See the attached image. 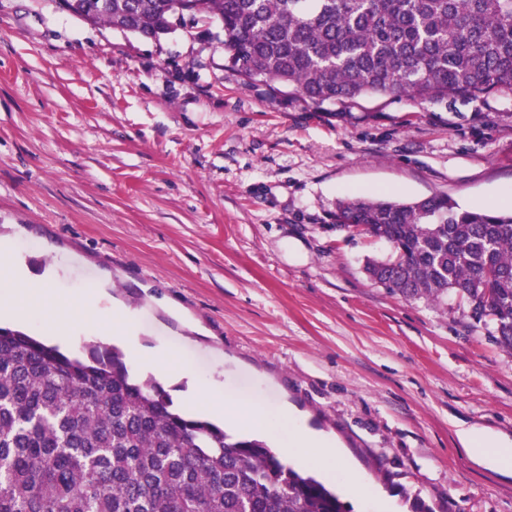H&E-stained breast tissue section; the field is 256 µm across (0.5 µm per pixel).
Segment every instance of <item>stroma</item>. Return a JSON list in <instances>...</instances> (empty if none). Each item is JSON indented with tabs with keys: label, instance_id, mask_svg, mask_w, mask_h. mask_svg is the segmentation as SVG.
<instances>
[{
	"label": "stroma",
	"instance_id": "35a3bbf8",
	"mask_svg": "<svg viewBox=\"0 0 512 512\" xmlns=\"http://www.w3.org/2000/svg\"><path fill=\"white\" fill-rule=\"evenodd\" d=\"M217 23L148 39L57 0H0V238L61 300L106 287L174 357L185 409L213 380L335 436L397 512H512V471L458 433L512 441V354L455 297L372 282L385 241L339 231L348 197L512 192V94L366 100L345 121L225 67ZM464 448L479 462L500 470H512V448L499 442L494 436L478 428L459 432Z\"/></svg>",
	"mask_w": 512,
	"mask_h": 512
}]
</instances>
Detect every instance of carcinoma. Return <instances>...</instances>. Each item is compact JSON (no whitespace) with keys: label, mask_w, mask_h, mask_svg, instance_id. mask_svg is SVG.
<instances>
[{"label":"carcinoma","mask_w":512,"mask_h":512,"mask_svg":"<svg viewBox=\"0 0 512 512\" xmlns=\"http://www.w3.org/2000/svg\"><path fill=\"white\" fill-rule=\"evenodd\" d=\"M88 23L157 38L179 14L217 19L228 70L314 109L366 98L512 93V0H65ZM390 244L373 281L453 294L512 353V212L447 195L347 198L332 212ZM0 512H345L263 440L182 413L116 347L71 357L0 327Z\"/></svg>","instance_id":"carcinoma-1"}]
</instances>
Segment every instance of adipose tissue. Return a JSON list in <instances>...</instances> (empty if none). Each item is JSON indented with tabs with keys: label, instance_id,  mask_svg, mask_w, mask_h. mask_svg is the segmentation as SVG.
I'll use <instances>...</instances> for the list:
<instances>
[{
	"label": "adipose tissue",
	"instance_id": "adipose-tissue-1",
	"mask_svg": "<svg viewBox=\"0 0 512 512\" xmlns=\"http://www.w3.org/2000/svg\"><path fill=\"white\" fill-rule=\"evenodd\" d=\"M55 278L56 273L52 270L33 273L10 243L0 241V319L36 320L45 335H63L62 321L45 314L46 309L58 302L51 287ZM110 319L105 334L122 344L133 361L150 365L158 375L169 373L168 353H149L143 349L134 315L129 309L113 306ZM191 400L205 405L214 418L226 417L235 424L277 436L281 454L293 462L305 465L319 461L324 477L361 500L366 512H393L392 500L368 483L338 453L335 441L312 428L298 411L282 408L272 412L263 407L259 398L225 395L210 384L197 386ZM459 438L475 460L500 470H512V448L494 436L478 428H468L460 431Z\"/></svg>",
	"mask_w": 512,
	"mask_h": 512
}]
</instances>
